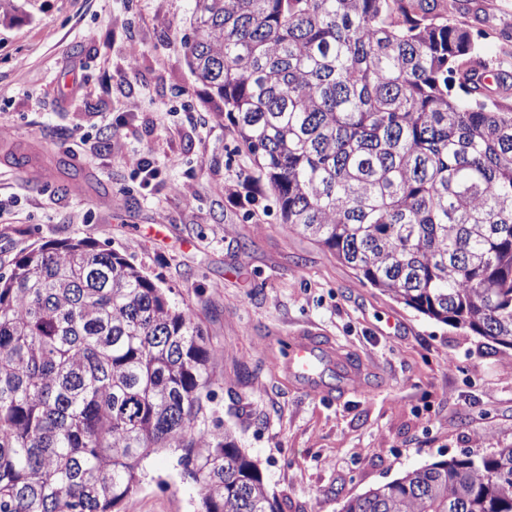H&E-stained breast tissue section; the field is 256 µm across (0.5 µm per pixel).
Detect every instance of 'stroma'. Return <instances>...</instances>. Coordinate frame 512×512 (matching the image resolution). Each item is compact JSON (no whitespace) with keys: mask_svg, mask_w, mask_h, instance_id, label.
<instances>
[{"mask_svg":"<svg viewBox=\"0 0 512 512\" xmlns=\"http://www.w3.org/2000/svg\"><path fill=\"white\" fill-rule=\"evenodd\" d=\"M512 72V0H451ZM193 0H13L0 7V267L88 238L195 314L217 352L211 419L254 460L282 512H341L405 472L512 442V350L360 282L282 224L266 182L187 60ZM43 172L25 177L13 153ZM158 176L141 189L135 162ZM322 331L378 389L336 399L280 380L288 339ZM176 454L145 463L122 512H196Z\"/></svg>","mask_w":512,"mask_h":512,"instance_id":"obj_1","label":"stroma"}]
</instances>
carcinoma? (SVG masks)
<instances>
[{
    "label": "carcinoma",
    "instance_id": "1",
    "mask_svg": "<svg viewBox=\"0 0 512 512\" xmlns=\"http://www.w3.org/2000/svg\"><path fill=\"white\" fill-rule=\"evenodd\" d=\"M193 74L282 223L360 280L512 349V104L444 0H194ZM193 311L126 256L53 241L0 272V512H121L180 452L201 512H280L208 423ZM341 512H512V444L406 473Z\"/></svg>",
    "mask_w": 512,
    "mask_h": 512
}]
</instances>
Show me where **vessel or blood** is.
<instances>
[{
  "label": "vessel or blood",
  "instance_id": "obj_1",
  "mask_svg": "<svg viewBox=\"0 0 512 512\" xmlns=\"http://www.w3.org/2000/svg\"><path fill=\"white\" fill-rule=\"evenodd\" d=\"M322 364L335 369L338 375V389L354 390L361 387L360 371L346 361L340 349L320 340L310 330L292 338L281 368L302 390L318 394L323 390L322 379L318 372V367Z\"/></svg>",
  "mask_w": 512,
  "mask_h": 512
}]
</instances>
